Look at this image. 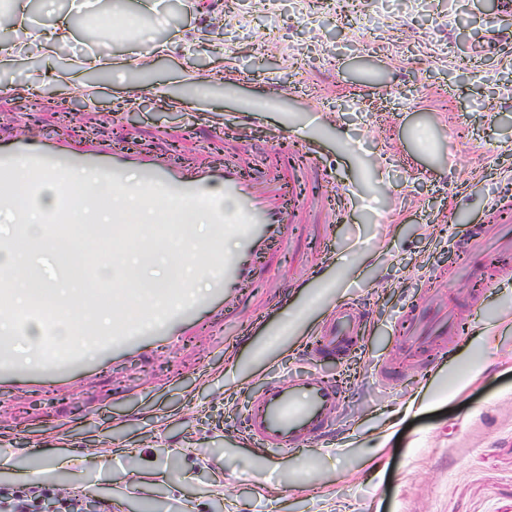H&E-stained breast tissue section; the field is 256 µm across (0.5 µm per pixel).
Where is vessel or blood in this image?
<instances>
[{"label": "vessel or blood", "instance_id": "b4317fda", "mask_svg": "<svg viewBox=\"0 0 512 512\" xmlns=\"http://www.w3.org/2000/svg\"><path fill=\"white\" fill-rule=\"evenodd\" d=\"M20 161L26 164L21 179L15 175ZM86 169L97 170L116 181L131 171L136 174L138 184H151L176 196L219 191L237 204L247 226L241 248L224 259L222 272L213 278L207 294L196 296L181 310L174 311L166 299L180 295L181 290L176 285L167 288L166 298L142 308L141 325H132L119 315L110 331L87 329L93 352H86L76 344H59L51 330L53 316L42 307L33 308L32 316L40 318L47 328L43 348L50 352L52 368L63 381L85 367L102 365L110 358L118 360L133 354L142 357L163 344H177L201 316H209L213 321L229 320L242 303L246 288L260 278L266 264L273 260L288 225L301 220L302 189L292 175L280 170L248 171L228 159L184 165L142 150L79 149L25 134L18 136L11 147L0 148V207L11 209L15 223H25L26 210L15 205L18 187H25L33 196L44 179L61 180L67 174ZM509 229H512V205H495L490 209L487 225L481 226L477 235L482 238L489 231ZM363 320L355 308L336 309L309 350V359L336 358L358 335ZM408 320L414 328L408 341L419 347L429 344L439 348L444 340L464 332L463 322L449 314H432L427 305L413 307ZM35 368L34 361L16 355L11 341H0L1 381H33ZM341 403L338 383L321 375L296 373L284 380L268 381L245 411L246 439L275 454L294 451L317 441L333 425Z\"/></svg>", "mask_w": 512, "mask_h": 512}]
</instances>
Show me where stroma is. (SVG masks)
<instances>
[{
	"instance_id": "35a3bbf8",
	"label": "stroma",
	"mask_w": 512,
	"mask_h": 512,
	"mask_svg": "<svg viewBox=\"0 0 512 512\" xmlns=\"http://www.w3.org/2000/svg\"><path fill=\"white\" fill-rule=\"evenodd\" d=\"M97 12L114 39L78 16L48 55L15 39L0 7V146L19 133L82 148L132 139L248 169L297 153L309 217L289 225L231 325L68 382L1 386L0 495L33 481L112 512H512V265L480 293L495 244L460 248L512 185V16L498 0H98ZM155 40L166 55H150ZM130 49L148 68L121 81L81 64ZM62 69L95 88L74 119L48 78ZM186 69L242 82L199 98ZM239 112L257 115L240 136L224 127ZM333 200L343 212L328 229ZM326 250L319 282L302 287ZM424 298L469 325L445 355L402 343ZM343 300L365 331L336 363L307 364L342 374L330 440L278 457L247 445V406L298 369ZM415 397L427 407L407 412Z\"/></svg>"
}]
</instances>
